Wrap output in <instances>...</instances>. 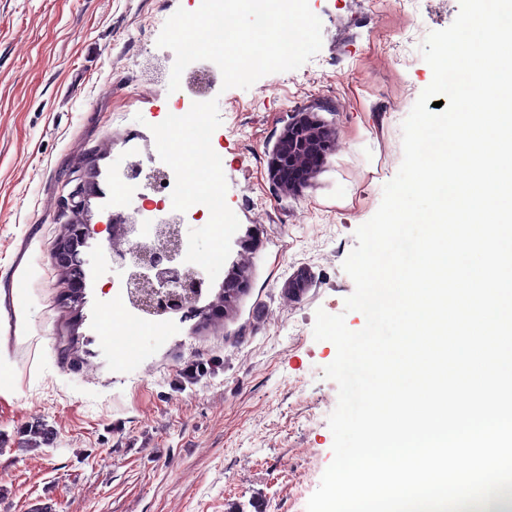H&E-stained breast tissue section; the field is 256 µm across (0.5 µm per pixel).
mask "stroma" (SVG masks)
<instances>
[{
  "label": "stroma",
  "instance_id": "35a3bbf8",
  "mask_svg": "<svg viewBox=\"0 0 512 512\" xmlns=\"http://www.w3.org/2000/svg\"><path fill=\"white\" fill-rule=\"evenodd\" d=\"M320 51L247 89L212 91L202 116L215 130L186 167L221 169L212 199L235 224L223 243L202 220L188 233L218 292L233 263L248 287L234 309L202 325L129 322L102 332L116 278L105 257L104 191L129 139L159 137L175 61L157 39L177 9L201 0H0V293L13 333L0 332V512H306L333 459L328 419L338 386L323 369L332 342L315 340L317 310L345 314L354 291L343 262L402 163V124L432 78L420 46L448 27L459 0H308ZM155 60L162 78L144 82ZM328 125L323 167L291 192L269 176L272 152L296 113ZM96 168L95 232L74 350L59 339L69 288L50 250L74 171ZM307 269L301 298L284 291ZM124 352L112 360L113 348ZM43 423L51 446L26 447Z\"/></svg>",
  "mask_w": 512,
  "mask_h": 512
}]
</instances>
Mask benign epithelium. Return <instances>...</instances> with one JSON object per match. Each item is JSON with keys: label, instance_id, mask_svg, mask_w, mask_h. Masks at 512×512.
I'll return each mask as SVG.
<instances>
[{"label": "benign epithelium", "instance_id": "7a95c632", "mask_svg": "<svg viewBox=\"0 0 512 512\" xmlns=\"http://www.w3.org/2000/svg\"><path fill=\"white\" fill-rule=\"evenodd\" d=\"M332 143V131L307 113H299L288 123L281 135L270 161L269 175L280 187L286 190L301 188L311 175L323 164ZM96 172L89 170L73 178L74 185L69 191L63 211L76 213L85 208L88 187L95 184ZM106 229L112 234L116 231L128 235L137 232V224L123 219L120 215H109ZM90 236V224L75 226L72 238H59L51 249V261L54 265L66 267L72 271V281L84 284L83 259L79 248L84 246ZM111 263L121 267H132L125 277L124 285L130 292L138 288L150 287V295L156 297L151 307L155 313L169 310L184 311L183 319L199 316L196 310L186 309L191 296L198 294L202 281L189 280L181 276L179 265L175 263V254L163 248L146 245L136 259L128 263L125 257L111 259ZM308 285L307 272L301 270L288 280V295L298 298Z\"/></svg>", "mask_w": 512, "mask_h": 512}]
</instances>
